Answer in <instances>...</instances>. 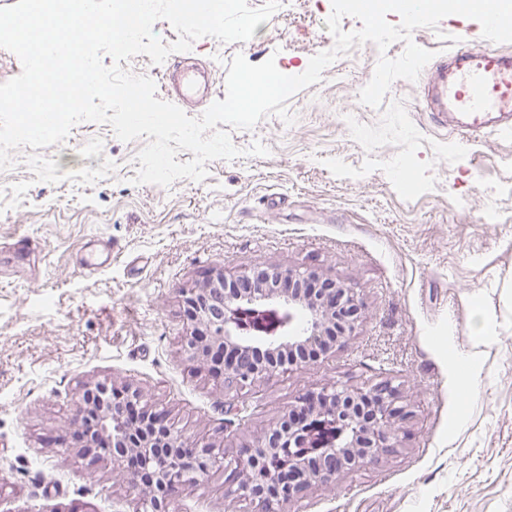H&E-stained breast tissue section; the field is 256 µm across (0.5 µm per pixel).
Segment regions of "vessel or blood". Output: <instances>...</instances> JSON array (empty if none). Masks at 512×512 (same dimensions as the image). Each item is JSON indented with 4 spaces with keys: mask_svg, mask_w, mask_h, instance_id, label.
Instances as JSON below:
<instances>
[{
    "mask_svg": "<svg viewBox=\"0 0 512 512\" xmlns=\"http://www.w3.org/2000/svg\"><path fill=\"white\" fill-rule=\"evenodd\" d=\"M428 112L453 122L461 141L495 133L512 136V52L469 40L429 67Z\"/></svg>",
    "mask_w": 512,
    "mask_h": 512,
    "instance_id": "1",
    "label": "vessel or blood"
}]
</instances>
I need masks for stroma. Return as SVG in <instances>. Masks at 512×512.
I'll use <instances>...</instances> for the list:
<instances>
[{
	"instance_id": "obj_1",
	"label": "stroma",
	"mask_w": 512,
	"mask_h": 512,
	"mask_svg": "<svg viewBox=\"0 0 512 512\" xmlns=\"http://www.w3.org/2000/svg\"><path fill=\"white\" fill-rule=\"evenodd\" d=\"M331 12L332 0H282L248 41L202 37L164 63L143 54L126 67L163 100L168 68L202 64L215 102L239 53L303 73L334 46ZM479 31L452 15L412 39L440 53ZM403 51L400 41L353 46L289 98L294 124L270 115L230 129L242 156L208 162L199 182L135 183L148 140L122 142L105 123L14 152L0 171V512H128L125 465L103 454L88 463L76 439V403L97 384L137 389L186 441L207 439L231 459L322 386L384 381L410 410L394 452L286 512H512V137L458 150L404 79L381 108L360 103L379 58ZM257 141L267 156L248 155ZM91 255L100 268L86 267ZM254 265L347 284L363 316L311 365L227 389L183 356L181 292ZM460 353L482 375L469 391ZM171 508L253 512L221 469Z\"/></svg>"
}]
</instances>
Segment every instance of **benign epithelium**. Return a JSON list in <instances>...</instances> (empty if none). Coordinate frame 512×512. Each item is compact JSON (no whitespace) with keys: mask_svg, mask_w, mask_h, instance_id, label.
I'll list each match as a JSON object with an SVG mask.
<instances>
[{"mask_svg":"<svg viewBox=\"0 0 512 512\" xmlns=\"http://www.w3.org/2000/svg\"><path fill=\"white\" fill-rule=\"evenodd\" d=\"M312 277L307 271L288 267H248L232 275L222 271L209 274L203 282L182 291L186 306L181 336L184 352L190 360L211 366L215 377L230 389L262 381L276 371L289 373L302 367L309 359L279 358L277 354L285 349H329V328L339 323L342 331L351 333L362 317V304L353 290L333 280L324 282L316 298L302 295L303 286ZM268 307H286L291 314L302 312L304 329L290 332L288 340L271 345L268 354L273 359L267 363L246 361L224 367L220 351L226 347L246 350L242 336L246 321ZM318 395V403L307 408L306 418L296 420L297 410L291 408L253 441L252 448L266 456L285 445L311 448L317 429H335L336 439L319 444L321 455L315 463L302 457L290 459L288 471L297 479L280 495L257 485L258 459L253 455L227 462L210 444L185 445L166 415L143 401L136 391L125 393L126 402L110 406L93 407L84 399L78 401L75 422L89 428V445L105 437L112 441V447L138 454L144 466L155 470L154 478L162 491L142 490L141 496L130 502L131 512H169L168 492L198 482L213 468L230 471L238 493L255 505V512H282L284 505L306 491L391 452L396 444L397 421L408 416L397 406L400 389L389 382L371 391L325 385Z\"/></svg>","mask_w":512,"mask_h":512,"instance_id":"1","label":"benign epithelium"}]
</instances>
